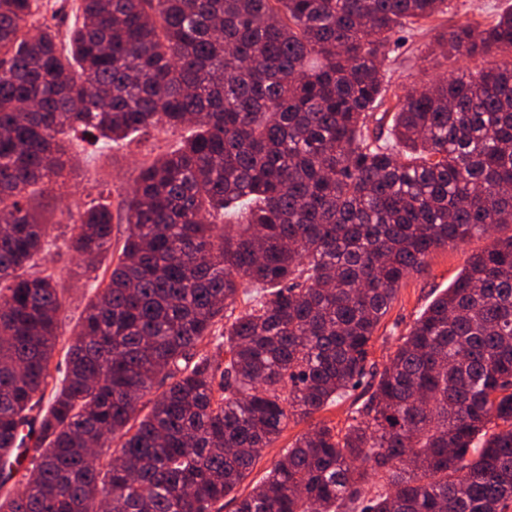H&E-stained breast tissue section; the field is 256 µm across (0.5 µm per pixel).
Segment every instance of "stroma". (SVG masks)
I'll return each mask as SVG.
<instances>
[{
	"label": "stroma",
	"mask_w": 512,
	"mask_h": 512,
	"mask_svg": "<svg viewBox=\"0 0 512 512\" xmlns=\"http://www.w3.org/2000/svg\"><path fill=\"white\" fill-rule=\"evenodd\" d=\"M511 6L512 0H451L448 13L437 16L434 23L445 26L457 20H466L484 27L495 19L497 13ZM432 40V31L424 29L405 34L403 41L393 47L385 63L393 89L399 90L419 83L434 73H448L456 69L474 72L485 64L481 58L454 62L440 57L425 64L420 63V53ZM186 136L187 133L183 130L175 133L153 130L138 136L132 142L114 147L112 151L98 154L91 160L87 159L85 154H78L73 159V169L66 171L64 178L47 186L45 191L38 195L37 201L51 221L50 234L62 238L68 233L66 210L78 211L98 203H107L111 205L114 213L112 248L97 270L79 273L73 253L64 247L49 253L41 263L42 269L54 273L60 285L66 290L65 305L59 317V347L55 351V361H63L64 348L73 339L81 311L108 281L112 261L116 259L117 250L126 236V223L119 216L122 200L128 196L138 180L143 165L174 149ZM499 235V230L495 229L483 235L473 236L454 248H437L429 255L422 270L407 276L375 334L370 361L376 369H383L396 350L401 336L408 333L424 308L451 285L464 267L467 258L490 246ZM363 400L361 391L357 390L339 402L325 407L311 418L290 422L287 430L270 448L264 450L252 473L237 487L235 496L248 494L253 485L269 472L273 461L277 460L298 436L310 431L317 422L323 421L335 426L336 429L346 430L353 411ZM235 496L225 497L222 512H235Z\"/></svg>",
	"instance_id": "obj_1"
}]
</instances>
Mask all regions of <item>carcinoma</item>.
<instances>
[{
	"instance_id": "carcinoma-1",
	"label": "carcinoma",
	"mask_w": 512,
	"mask_h": 512,
	"mask_svg": "<svg viewBox=\"0 0 512 512\" xmlns=\"http://www.w3.org/2000/svg\"><path fill=\"white\" fill-rule=\"evenodd\" d=\"M44 7L0 0V457L34 439L0 470L25 469L0 512H220L291 421L360 387L345 433L296 438L236 512H506L512 234L383 371L369 355L434 249L512 225V7L434 38L501 60L402 94L393 37L448 0H74L64 38ZM187 126L142 168L59 368L65 289L38 270L34 199L80 140ZM110 247L111 206L78 213L82 267ZM372 473L389 493L368 496Z\"/></svg>"
}]
</instances>
